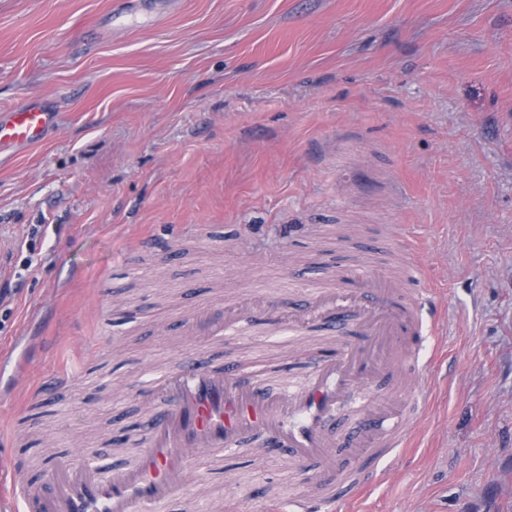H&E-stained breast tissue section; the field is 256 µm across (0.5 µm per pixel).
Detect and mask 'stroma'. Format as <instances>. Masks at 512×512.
<instances>
[{"label":"stroma","mask_w":512,"mask_h":512,"mask_svg":"<svg viewBox=\"0 0 512 512\" xmlns=\"http://www.w3.org/2000/svg\"><path fill=\"white\" fill-rule=\"evenodd\" d=\"M0 0V111L39 97L45 140L0 152V449L40 477L120 462L136 392L188 362L278 387L330 342L270 325L185 336L198 306L276 296L357 262L434 283L430 404L354 512H512V0ZM165 243L171 254L154 261ZM72 376L65 405L29 392ZM170 512L308 493L313 470L198 454Z\"/></svg>","instance_id":"obj_1"}]
</instances>
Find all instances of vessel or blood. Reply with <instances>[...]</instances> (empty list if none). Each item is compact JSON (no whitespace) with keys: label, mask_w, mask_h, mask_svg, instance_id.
Masks as SVG:
<instances>
[{"label":"vessel or blood","mask_w":512,"mask_h":512,"mask_svg":"<svg viewBox=\"0 0 512 512\" xmlns=\"http://www.w3.org/2000/svg\"><path fill=\"white\" fill-rule=\"evenodd\" d=\"M55 121L39 100L0 113V150L40 143ZM343 279L344 286L326 282L304 295L289 289L259 315L248 305H230L180 324L188 335L205 327L213 336H243L265 319L291 336L313 329L350 335L351 343L322 355L305 385L286 380L272 393L261 380L242 376L240 366L185 364L148 384L147 393L162 398L165 408L148 414L123 463L62 460L32 484L23 459H9L13 481L0 488V512H29L34 504L39 512H168L186 496L190 464L201 450L229 458L249 439L285 451L298 468L318 467L321 497L291 495L271 512H334L337 503H354L374 485L380 460L404 445L410 423L423 413L426 364L409 340L421 331L423 292L404 295L362 266ZM404 351L412 383L397 414L380 407L373 389L395 380V360Z\"/></svg>","instance_id":"b4317fda"}]
</instances>
